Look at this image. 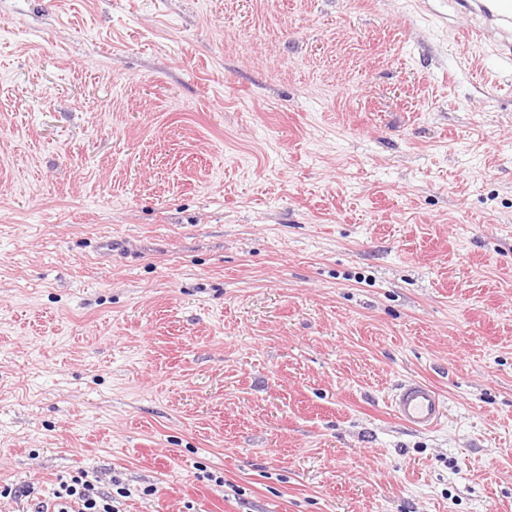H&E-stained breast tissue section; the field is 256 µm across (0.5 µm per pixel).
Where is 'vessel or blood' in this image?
Returning a JSON list of instances; mask_svg holds the SVG:
<instances>
[{
	"mask_svg": "<svg viewBox=\"0 0 512 512\" xmlns=\"http://www.w3.org/2000/svg\"><path fill=\"white\" fill-rule=\"evenodd\" d=\"M457 6L475 21L472 37L493 36L499 56L511 62L512 0H457ZM392 407L399 419L421 430L436 427L445 415L441 394L419 380L401 385L392 398Z\"/></svg>",
	"mask_w": 512,
	"mask_h": 512,
	"instance_id": "obj_1",
	"label": "vessel or blood"
}]
</instances>
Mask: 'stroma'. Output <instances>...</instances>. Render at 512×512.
<instances>
[{
	"instance_id": "1",
	"label": "stroma",
	"mask_w": 512,
	"mask_h": 512,
	"mask_svg": "<svg viewBox=\"0 0 512 512\" xmlns=\"http://www.w3.org/2000/svg\"><path fill=\"white\" fill-rule=\"evenodd\" d=\"M469 23L0 0V487L512 512V63ZM391 403L395 415L416 429H432L445 415V402L441 394L419 380L401 385Z\"/></svg>"
}]
</instances>
